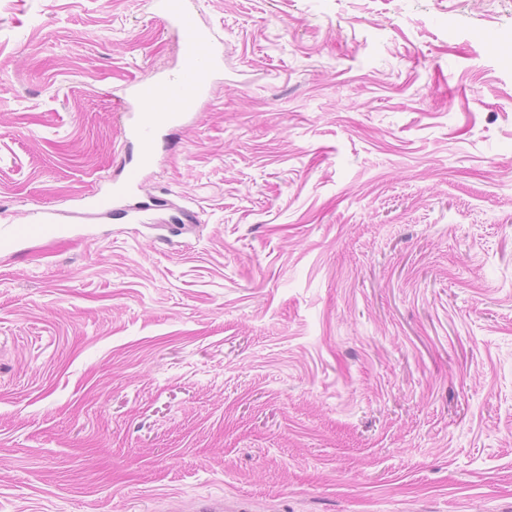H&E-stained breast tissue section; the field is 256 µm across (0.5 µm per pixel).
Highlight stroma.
I'll use <instances>...</instances> for the list:
<instances>
[{"instance_id": "stroma-1", "label": "stroma", "mask_w": 512, "mask_h": 512, "mask_svg": "<svg viewBox=\"0 0 512 512\" xmlns=\"http://www.w3.org/2000/svg\"><path fill=\"white\" fill-rule=\"evenodd\" d=\"M224 70L99 215L154 0H0V512H512V0H198ZM50 211H35L26 224H3L0 226V247L8 249L23 242L31 236H52L59 230V225L54 224Z\"/></svg>"}]
</instances>
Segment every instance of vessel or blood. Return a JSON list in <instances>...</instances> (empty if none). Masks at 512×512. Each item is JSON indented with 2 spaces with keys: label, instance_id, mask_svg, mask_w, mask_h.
<instances>
[{
  "label": "vessel or blood",
  "instance_id": "1",
  "mask_svg": "<svg viewBox=\"0 0 512 512\" xmlns=\"http://www.w3.org/2000/svg\"><path fill=\"white\" fill-rule=\"evenodd\" d=\"M156 15L164 27L184 33L187 47L176 74L136 83L131 95L134 111L124 113L125 141L136 144L137 156L122 154L119 177L111 191L92 194L90 206L112 210L117 198L143 188V172L154 164L168 131L185 127L209 96L215 76L224 63V42L209 28L199 25L189 0H156ZM59 230L49 211L34 212L24 224L0 226V247L11 248L29 237L52 236Z\"/></svg>",
  "mask_w": 512,
  "mask_h": 512
}]
</instances>
